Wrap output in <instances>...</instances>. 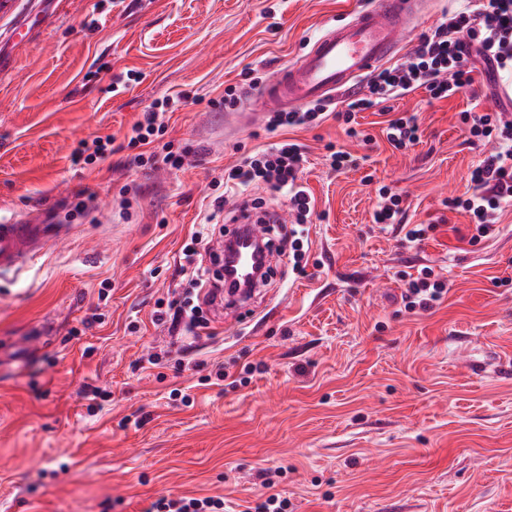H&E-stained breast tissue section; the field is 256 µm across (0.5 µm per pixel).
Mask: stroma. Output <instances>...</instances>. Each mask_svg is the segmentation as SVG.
Returning a JSON list of instances; mask_svg holds the SVG:
<instances>
[{
    "instance_id": "1",
    "label": "stroma",
    "mask_w": 512,
    "mask_h": 512,
    "mask_svg": "<svg viewBox=\"0 0 512 512\" xmlns=\"http://www.w3.org/2000/svg\"><path fill=\"white\" fill-rule=\"evenodd\" d=\"M370 0H12L0 10V220L39 212L63 227L25 268L0 273V512H154L167 493L220 497L242 512L269 470L288 512H512V209L477 245L462 194L486 148L462 111L511 112L476 69L444 100L416 89L341 121L268 132L244 87L268 83L328 25ZM243 86L236 109L216 107ZM170 99L165 141L182 168L128 169L121 154L71 163L80 139L123 138ZM416 114L399 152L385 113ZM305 145L315 199L304 272L273 224L271 276L244 303L204 305L205 328L170 331L158 299L194 296L178 271L211 183L269 143ZM360 157L336 171L327 144ZM136 196L131 220L119 191ZM420 245L372 222L380 187ZM88 210L67 219L81 191ZM432 267L449 291L433 310L401 302L403 277ZM106 300H99L100 291ZM102 322L91 323L92 314ZM89 328H82V321ZM228 378L199 385L194 366ZM190 402H183V395Z\"/></svg>"
}]
</instances>
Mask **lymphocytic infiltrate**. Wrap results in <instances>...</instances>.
<instances>
[{"label":"lymphocytic infiltrate","mask_w":512,"mask_h":512,"mask_svg":"<svg viewBox=\"0 0 512 512\" xmlns=\"http://www.w3.org/2000/svg\"><path fill=\"white\" fill-rule=\"evenodd\" d=\"M480 57L494 71L512 73V0H465L462 9L423 32L417 44L392 66L375 73L366 90L346 100L344 110L335 112L318 104L306 109L273 113L267 120L269 131L319 126L330 115L352 122L356 113L372 109L383 101L425 88L432 98L447 99L472 87L473 57ZM167 101H158L146 109L126 135L123 147L130 166H154L164 161L174 167L184 162L182 155L166 152L157 157L152 144L167 131L163 116ZM472 141L494 142L495 148L470 171L466 191L449 198L452 210L468 212L473 222L468 228L469 244H477L492 235L499 219L512 206V118L505 113L466 111ZM306 163L303 146L285 139L268 145L261 152L243 157L230 168L225 185L243 189L255 181L265 182L272 191L286 192L288 211L295 223L304 224L314 211L312 199L299 182ZM224 210L223 197H215L212 209L193 233L183 250V271L194 283L215 296L224 287L222 257L211 265L198 260L197 246L208 238L219 214ZM448 292L446 279L423 268L408 281L403 294L404 307L412 313L427 312L440 304Z\"/></svg>","instance_id":"lymphocytic-infiltrate-1"}]
</instances>
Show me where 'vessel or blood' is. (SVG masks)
<instances>
[{
  "mask_svg": "<svg viewBox=\"0 0 512 512\" xmlns=\"http://www.w3.org/2000/svg\"><path fill=\"white\" fill-rule=\"evenodd\" d=\"M418 0H373L349 20L327 28L300 57L266 84L272 103L296 108L350 93L377 67L396 58L414 28ZM60 227L28 215L0 222V271L27 265Z\"/></svg>",
  "mask_w": 512,
  "mask_h": 512,
  "instance_id": "1",
  "label": "vessel or blood"
}]
</instances>
